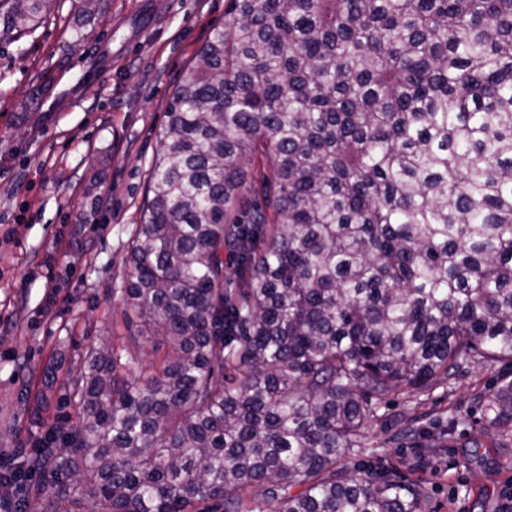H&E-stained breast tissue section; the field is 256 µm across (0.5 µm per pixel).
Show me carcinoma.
Returning <instances> with one entry per match:
<instances>
[{
  "label": "carcinoma",
  "instance_id": "obj_1",
  "mask_svg": "<svg viewBox=\"0 0 512 512\" xmlns=\"http://www.w3.org/2000/svg\"><path fill=\"white\" fill-rule=\"evenodd\" d=\"M64 0H0V39ZM160 132L126 258L139 328L15 512H421L345 458L390 397L512 362V0H228ZM512 424V381L481 403Z\"/></svg>",
  "mask_w": 512,
  "mask_h": 512
}]
</instances>
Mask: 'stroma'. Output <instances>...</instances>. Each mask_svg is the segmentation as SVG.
<instances>
[{"mask_svg": "<svg viewBox=\"0 0 512 512\" xmlns=\"http://www.w3.org/2000/svg\"><path fill=\"white\" fill-rule=\"evenodd\" d=\"M227 0H100L85 18L70 0L37 38L0 41V448H27L81 409L42 400V379L74 377L84 349L126 335V254L140 218L159 131L184 68ZM512 364L465 365L447 387L392 398L415 436L376 425L347 464L367 477L386 461L414 484L422 512H502L512 492V430L480 401ZM40 420H32L33 408ZM467 422L454 426L455 408Z\"/></svg>", "mask_w": 512, "mask_h": 512, "instance_id": "1", "label": "stroma"}]
</instances>
